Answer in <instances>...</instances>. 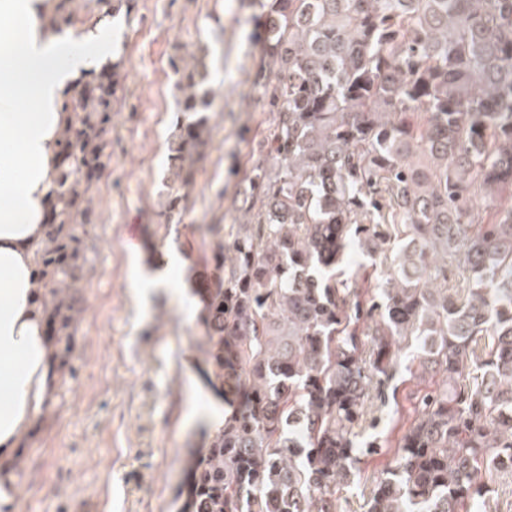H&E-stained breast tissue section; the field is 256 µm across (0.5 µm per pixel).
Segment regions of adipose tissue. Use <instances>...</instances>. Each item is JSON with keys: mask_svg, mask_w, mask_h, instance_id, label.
Masks as SVG:
<instances>
[{"mask_svg": "<svg viewBox=\"0 0 512 512\" xmlns=\"http://www.w3.org/2000/svg\"><path fill=\"white\" fill-rule=\"evenodd\" d=\"M59 0H0V463L49 399L36 251L56 187L64 100L97 70L99 29L49 24Z\"/></svg>", "mask_w": 512, "mask_h": 512, "instance_id": "1", "label": "adipose tissue"}]
</instances>
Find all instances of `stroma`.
I'll list each match as a JSON object with an SVG mask.
<instances>
[{
  "label": "stroma",
  "instance_id": "stroma-1",
  "mask_svg": "<svg viewBox=\"0 0 512 512\" xmlns=\"http://www.w3.org/2000/svg\"><path fill=\"white\" fill-rule=\"evenodd\" d=\"M252 0H129L108 22L123 80L111 158L93 194L70 366L12 459L14 512H177L188 472L223 411L199 374L201 283H214L209 227L242 223L244 171L272 117L250 96ZM204 54L210 137L180 215L166 217L168 137L179 93L170 62ZM142 238L126 247L129 225ZM170 285L147 290L158 262Z\"/></svg>",
  "mask_w": 512,
  "mask_h": 512
}]
</instances>
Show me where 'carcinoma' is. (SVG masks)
I'll list each match as a JSON object with an SVG mask.
<instances>
[{
	"instance_id": "obj_1",
	"label": "carcinoma",
	"mask_w": 512,
	"mask_h": 512,
	"mask_svg": "<svg viewBox=\"0 0 512 512\" xmlns=\"http://www.w3.org/2000/svg\"><path fill=\"white\" fill-rule=\"evenodd\" d=\"M257 2L272 129L212 256L202 372L230 414L185 509L336 512L382 453L366 512H490V478L512 471V0ZM171 66L170 217L213 98L197 64ZM119 71L64 102L36 282L61 370ZM354 252L369 261L347 281Z\"/></svg>"
}]
</instances>
